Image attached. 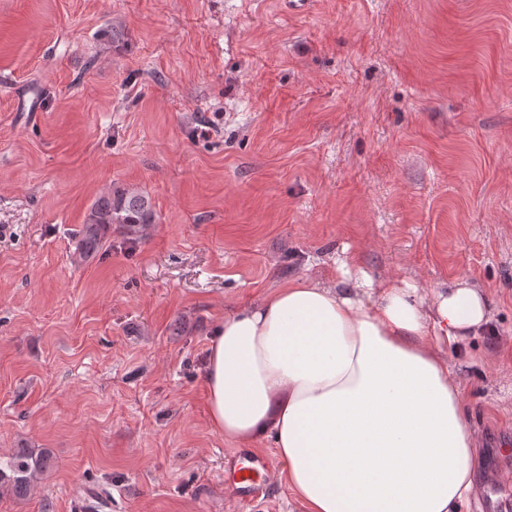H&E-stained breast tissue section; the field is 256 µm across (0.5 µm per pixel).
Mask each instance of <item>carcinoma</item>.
I'll list each match as a JSON object with an SVG mask.
<instances>
[{"label":"carcinoma","instance_id":"carcinoma-1","mask_svg":"<svg viewBox=\"0 0 512 512\" xmlns=\"http://www.w3.org/2000/svg\"><path fill=\"white\" fill-rule=\"evenodd\" d=\"M155 222L156 212L149 196L126 188H115L91 205L78 246L82 254H92L112 231V225L122 224L129 233L136 234L146 225ZM49 466L50 457L47 453L19 450L5 460L0 459V488L4 487L22 496Z\"/></svg>","mask_w":512,"mask_h":512}]
</instances>
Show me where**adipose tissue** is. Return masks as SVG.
<instances>
[{
    "label": "adipose tissue",
    "instance_id": "ef3b65f1",
    "mask_svg": "<svg viewBox=\"0 0 512 512\" xmlns=\"http://www.w3.org/2000/svg\"><path fill=\"white\" fill-rule=\"evenodd\" d=\"M336 271L335 286L294 279L216 328L213 427L271 441L304 512H466L477 441L448 349L485 334L488 293Z\"/></svg>",
    "mask_w": 512,
    "mask_h": 512
}]
</instances>
